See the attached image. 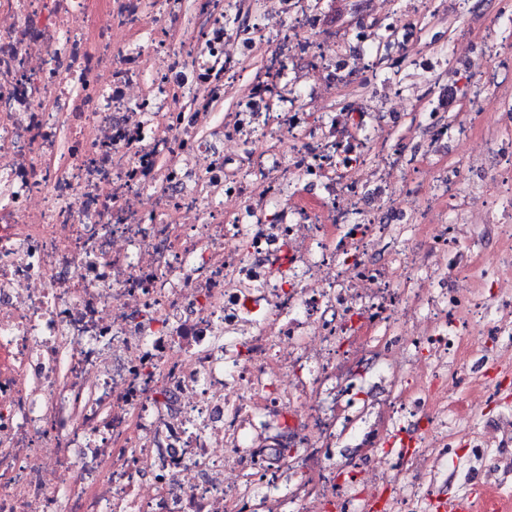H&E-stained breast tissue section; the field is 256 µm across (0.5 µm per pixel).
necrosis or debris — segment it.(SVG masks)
<instances>
[{
	"label": "necrosis or debris",
	"mask_w": 512,
	"mask_h": 512,
	"mask_svg": "<svg viewBox=\"0 0 512 512\" xmlns=\"http://www.w3.org/2000/svg\"><path fill=\"white\" fill-rule=\"evenodd\" d=\"M241 2L0 0V512H423L449 383L512 370V0L449 48L466 118L401 139L375 84L415 18L375 46L382 0L341 32L323 0L225 26Z\"/></svg>",
	"instance_id": "obj_1"
}]
</instances>
